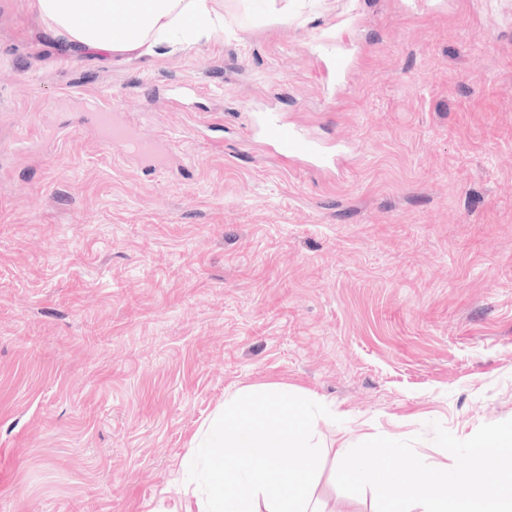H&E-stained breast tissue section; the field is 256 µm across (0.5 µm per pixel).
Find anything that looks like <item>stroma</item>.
<instances>
[{"instance_id":"35a3bbf8","label":"stroma","mask_w":512,"mask_h":512,"mask_svg":"<svg viewBox=\"0 0 512 512\" xmlns=\"http://www.w3.org/2000/svg\"><path fill=\"white\" fill-rule=\"evenodd\" d=\"M33 3L0 0V512H164L244 387L331 411L317 512H377L344 433L449 466L433 423L512 419V0H221L146 63L67 57ZM92 97L163 165L104 148ZM261 112L345 163L274 159Z\"/></svg>"}]
</instances>
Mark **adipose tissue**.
<instances>
[{"label": "adipose tissue", "instance_id": "obj_1", "mask_svg": "<svg viewBox=\"0 0 512 512\" xmlns=\"http://www.w3.org/2000/svg\"><path fill=\"white\" fill-rule=\"evenodd\" d=\"M35 8L70 57H151L163 48H191L224 31V11L216 0H35Z\"/></svg>", "mask_w": 512, "mask_h": 512}]
</instances>
